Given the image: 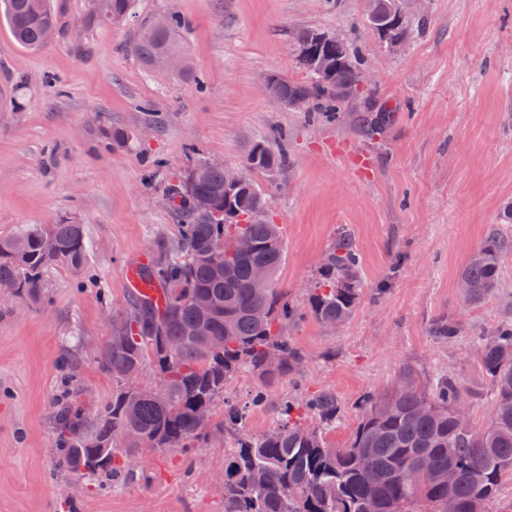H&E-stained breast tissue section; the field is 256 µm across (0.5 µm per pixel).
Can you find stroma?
Wrapping results in <instances>:
<instances>
[{
    "instance_id": "1",
    "label": "stroma",
    "mask_w": 512,
    "mask_h": 512,
    "mask_svg": "<svg viewBox=\"0 0 512 512\" xmlns=\"http://www.w3.org/2000/svg\"><path fill=\"white\" fill-rule=\"evenodd\" d=\"M56 5L60 35L41 49L15 45L0 16V238L68 216L89 252L80 270H46L39 303L0 302V512H224L219 439L141 452L123 485L103 491L59 469L54 415L62 395L91 416L111 400L99 354L129 307V263L176 244L168 188L200 159L244 167L258 141L288 153L258 180L284 235L277 287L306 305L344 229L366 291L337 326L307 315L285 328L302 360L247 428L272 429L281 399L329 392L344 418L328 441L345 446L364 399L408 366L448 369L486 423L475 346L512 318V250L484 302L463 307L457 278L512 211V0H407L395 45L367 26L366 0H134L111 26L86 24L90 0ZM171 10L187 21L178 46L190 70L152 72L131 45ZM300 27L343 34L360 69L354 95L288 108L268 99L262 75L307 78L289 43ZM382 109L394 121L367 138L362 115ZM115 128L124 141L112 142ZM459 314L455 338L431 336L434 319Z\"/></svg>"
}]
</instances>
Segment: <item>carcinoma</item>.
<instances>
[{
  "mask_svg": "<svg viewBox=\"0 0 512 512\" xmlns=\"http://www.w3.org/2000/svg\"><path fill=\"white\" fill-rule=\"evenodd\" d=\"M87 22L106 25L126 18L131 0H91ZM397 0H376L367 18L381 40H399L407 17L396 12ZM13 41L42 48L44 31L57 28L51 0H0ZM185 25L176 12L158 31L144 27L134 52L152 66L163 53L178 54L177 36ZM292 51L308 80L276 75L265 89L293 105L311 98L341 101V90L358 82L347 45L316 39V31L298 30ZM394 118L377 112L362 118L369 133ZM247 163L268 175L287 163L283 152L263 143L251 146ZM175 211L187 214L180 225V249L159 255L143 278L161 290V299L134 294L130 312L103 346L99 363L119 384L112 400L90 421L77 404L57 401L58 462L70 472L105 475L114 483L130 474L127 460L147 448L164 453L185 448L213 435L224 439V512H488L506 477L512 478V319H503L480 333L476 350L480 370L490 381L493 402L486 425L460 423L454 409L468 404L472 393L444 368L430 377L406 368L382 397H367L365 409L349 443L335 448L327 435L340 425L336 397L319 393L302 403L282 400L279 420L268 432L246 427L249 409L269 398L267 386L293 373L300 352L279 327L295 320L300 310L287 292L270 286L263 295L251 288L255 267H265L276 281L283 253L281 228L263 219L264 194L256 182L234 187L224 169L197 161L184 178L169 188ZM241 235L253 249H232ZM56 248L49 250L46 239ZM512 236L498 229L471 254L458 283L465 305L481 302L500 287L501 259ZM88 243L83 225L67 216L54 224H32L16 235L0 238V289L23 301L35 302L43 274L52 265L83 267ZM363 292L360 260L348 231L341 229L320 267V281L311 289L306 313L324 325L341 324L354 312ZM211 303V325L223 345L196 336V301ZM462 318L440 316L431 335L452 339ZM278 358L268 365L270 355ZM152 370L153 398L139 390V379ZM240 371L258 375L266 386L246 404L224 397L228 380ZM224 399V417L215 419V403ZM433 408L425 415L422 409ZM207 420H202V416ZM313 417L310 426L306 418ZM454 471L455 493L441 475Z\"/></svg>",
  "mask_w": 512,
  "mask_h": 512,
  "instance_id": "carcinoma-1",
  "label": "carcinoma"
}]
</instances>
